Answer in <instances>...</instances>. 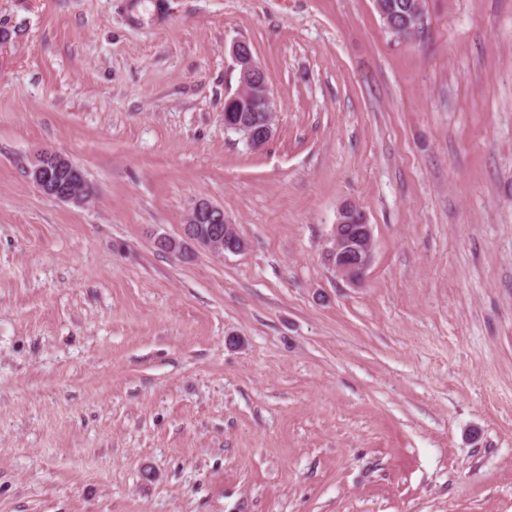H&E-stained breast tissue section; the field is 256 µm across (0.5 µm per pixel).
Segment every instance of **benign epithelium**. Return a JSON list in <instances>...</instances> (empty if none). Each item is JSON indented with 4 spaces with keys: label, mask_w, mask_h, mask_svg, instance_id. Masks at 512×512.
Listing matches in <instances>:
<instances>
[{
    "label": "benign epithelium",
    "mask_w": 512,
    "mask_h": 512,
    "mask_svg": "<svg viewBox=\"0 0 512 512\" xmlns=\"http://www.w3.org/2000/svg\"><path fill=\"white\" fill-rule=\"evenodd\" d=\"M233 55L240 65L239 90L269 91L267 74L253 57L245 42L233 46ZM275 110L263 114L261 119L244 117L233 124L235 132L241 134L250 145L262 147L272 138ZM78 173L76 165L65 155L49 150L35 153L29 161L27 176L46 196L60 202L82 204L86 193L83 181L74 178L65 181H50L51 171ZM207 221L211 224H229L224 210L206 200L197 201L188 211L184 222V238L196 241L195 224ZM328 261L336 275L351 284L360 283L373 260V232L365 212L354 202L343 204L338 210L333 226L331 246L327 251Z\"/></svg>",
    "instance_id": "obj_1"
}]
</instances>
